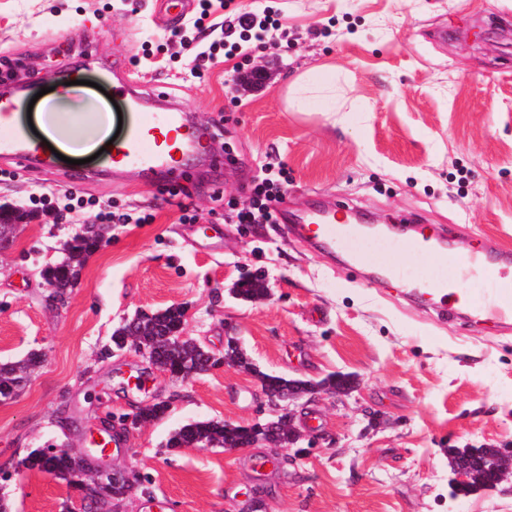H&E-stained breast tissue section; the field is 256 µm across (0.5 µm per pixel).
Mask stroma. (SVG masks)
Returning a JSON list of instances; mask_svg holds the SVG:
<instances>
[{"label":"stroma","mask_w":512,"mask_h":512,"mask_svg":"<svg viewBox=\"0 0 512 512\" xmlns=\"http://www.w3.org/2000/svg\"><path fill=\"white\" fill-rule=\"evenodd\" d=\"M131 30L122 0H0V43L12 48L0 73L53 87L69 67L84 95L109 105L112 72L133 63L148 87L175 96L211 135L205 171L186 167L179 186L193 218L174 198L140 179L118 184L105 156L40 173L0 175V204L32 212L17 225L14 250L0 255V364L29 352L43 363L19 394L0 402V497L11 512L78 507L74 486L29 471L22 460L47 444L90 450L101 421L166 401L158 421L119 431L104 464L151 478L163 512H240L267 489L265 512H512L507 487L452 494L448 451L512 447V329L452 317L409 296L402 281L375 277L386 253L356 270L346 250L327 256L280 224H241L243 189L277 160L285 198L302 211L330 201L379 224L413 217L467 249L490 240L512 250V0H270L280 9L285 45L242 43L218 55L204 78L191 56L166 43L153 21L157 0H136ZM68 27L66 41L46 36ZM93 43L90 68L84 47ZM306 73L336 82V111H301L287 86ZM233 164H224L225 155ZM91 172L76 187L83 204L117 208L132 224H111L64 304L39 275L82 233L68 198L45 206L40 187L67 189V175ZM152 215L151 223L139 216ZM220 226L216 251L205 235ZM261 276L263 298L231 288ZM171 305L188 312L186 332L216 354L236 336L259 371L319 382L356 378L346 395L297 408L326 439L284 448V468L252 470L257 449L167 448L192 420L236 425L270 420L256 374L231 366L188 380L160 375L134 348L113 349L125 318Z\"/></svg>","instance_id":"35a3bbf8"}]
</instances>
